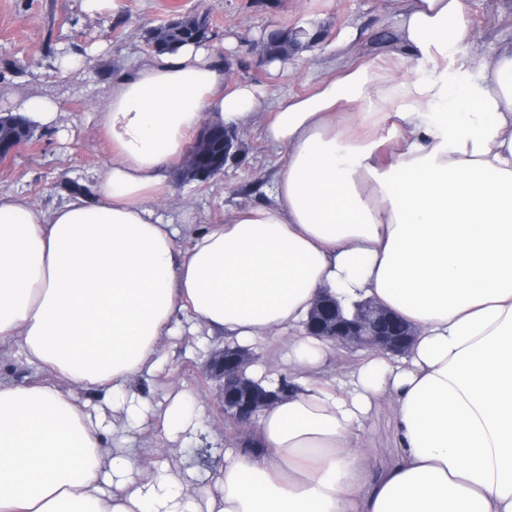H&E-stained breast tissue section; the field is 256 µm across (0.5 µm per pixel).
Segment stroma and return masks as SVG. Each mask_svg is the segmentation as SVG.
Masks as SVG:
<instances>
[{"mask_svg":"<svg viewBox=\"0 0 512 512\" xmlns=\"http://www.w3.org/2000/svg\"><path fill=\"white\" fill-rule=\"evenodd\" d=\"M409 0H118L116 9L88 12L83 0H0V113L15 111L28 98H49L59 107L53 126H35L32 141L9 162L0 164V197H21L48 210L68 201L78 189L92 186L112 156L97 124L112 79L150 54L144 31L174 16L207 14L210 41L222 47L233 80L253 84L269 98L302 95L339 60L360 61L391 52L397 15ZM473 48L496 54L512 47V0H470ZM302 28L320 39L289 54L277 71L259 60L257 46L267 28ZM81 60L62 70L64 57ZM282 164L261 137L259 128L242 135L235 159L208 181L172 175L158 212L174 224L176 240L188 246L192 230L224 221L229 207L262 201ZM191 210L190 222L181 219ZM220 336L207 343L183 336L163 349L164 369L145 384L148 397L162 396L169 384L188 391L201 405L203 428L198 440L177 449L199 478L224 462L231 429L218 411L213 383L201 380L202 366ZM362 443L371 453L374 473L394 459L390 413L373 411L362 428Z\"/></svg>","mask_w":512,"mask_h":512,"instance_id":"35a3bbf8","label":"stroma"}]
</instances>
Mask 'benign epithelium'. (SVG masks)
<instances>
[{
  "label": "benign epithelium",
  "instance_id": "benign-epithelium-1",
  "mask_svg": "<svg viewBox=\"0 0 512 512\" xmlns=\"http://www.w3.org/2000/svg\"><path fill=\"white\" fill-rule=\"evenodd\" d=\"M310 336L327 338L357 348L401 355L415 336L384 308L370 300L362 301L350 317L342 315L336 300L325 296L317 300L306 323ZM253 362L251 352L225 345L209 352L202 375L215 383L224 421L237 431V444L251 440L258 414L288 398L289 390L264 391L246 375Z\"/></svg>",
  "mask_w": 512,
  "mask_h": 512
}]
</instances>
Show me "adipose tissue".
I'll return each instance as SVG.
<instances>
[{
    "label": "adipose tissue",
    "instance_id": "ef3b65f1",
    "mask_svg": "<svg viewBox=\"0 0 512 512\" xmlns=\"http://www.w3.org/2000/svg\"><path fill=\"white\" fill-rule=\"evenodd\" d=\"M473 38L469 0H412L395 50L303 97L228 85L205 42L113 79L94 196L0 197V354L20 345L45 373L0 381V512H512V50L449 78ZM256 123L285 158L270 200L177 249L156 204L192 134ZM325 293L377 302L414 343L315 376L337 349L304 331ZM181 330L283 345L299 373L259 414L257 453L228 449L204 486L131 436L152 418L171 444L201 429L187 392L140 386ZM383 401L397 454L374 477L358 431Z\"/></svg>",
    "mask_w": 512,
    "mask_h": 512
}]
</instances>
